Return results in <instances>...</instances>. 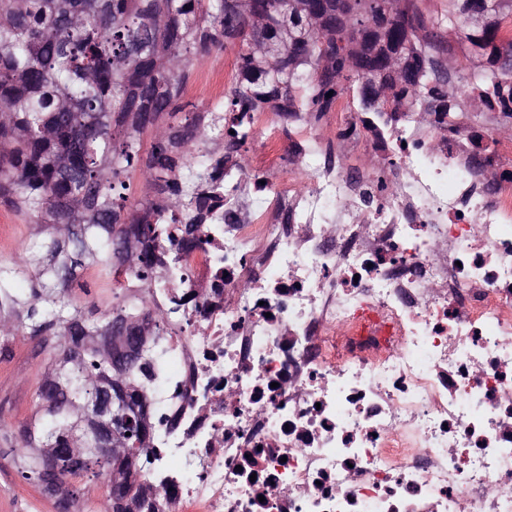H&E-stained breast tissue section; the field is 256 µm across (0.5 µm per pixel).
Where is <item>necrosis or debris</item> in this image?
Here are the masks:
<instances>
[{"mask_svg": "<svg viewBox=\"0 0 512 512\" xmlns=\"http://www.w3.org/2000/svg\"><path fill=\"white\" fill-rule=\"evenodd\" d=\"M289 121L162 270L172 512H512V142L407 113Z\"/></svg>", "mask_w": 512, "mask_h": 512, "instance_id": "obj_1", "label": "necrosis or debris"}]
</instances>
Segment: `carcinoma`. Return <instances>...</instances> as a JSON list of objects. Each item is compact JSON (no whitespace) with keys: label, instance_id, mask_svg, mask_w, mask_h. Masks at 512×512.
I'll return each instance as SVG.
<instances>
[{"label":"carcinoma","instance_id":"1","mask_svg":"<svg viewBox=\"0 0 512 512\" xmlns=\"http://www.w3.org/2000/svg\"><path fill=\"white\" fill-rule=\"evenodd\" d=\"M418 2L347 0L355 40L327 54L336 0H0V204L48 231L0 265V335L23 332L52 349L36 412L0 441L57 512H71V485L88 475L100 512H163L160 488L139 479L164 423L168 360V317L148 305L158 262L143 244L165 248L169 224L199 241L224 185L239 179L254 113L318 118L348 82L363 112L390 96L408 112L448 116L459 102L438 53L456 23L484 60L471 90L512 119V41L500 36L512 0H442L429 14ZM226 47L237 48V78L224 99L187 108L192 58ZM136 173L146 188L137 200ZM87 268L141 290L116 294L106 310L79 303L74 283ZM19 280L31 288L18 292ZM117 324L130 338L108 351L101 342Z\"/></svg>","mask_w":512,"mask_h":512}]
</instances>
